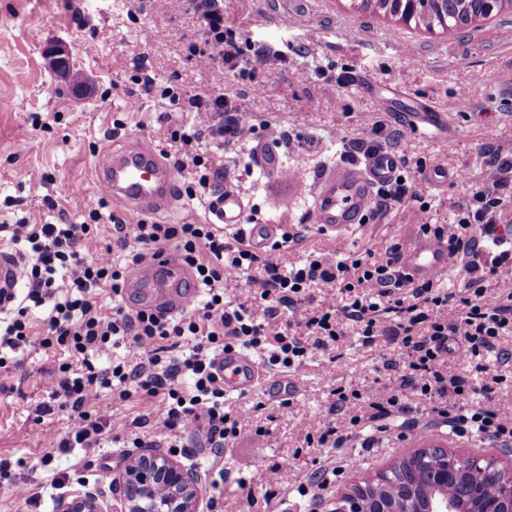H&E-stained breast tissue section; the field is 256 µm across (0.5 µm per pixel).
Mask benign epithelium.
Wrapping results in <instances>:
<instances>
[{"label": "benign epithelium", "instance_id": "7a95c632", "mask_svg": "<svg viewBox=\"0 0 512 512\" xmlns=\"http://www.w3.org/2000/svg\"><path fill=\"white\" fill-rule=\"evenodd\" d=\"M464 461L460 455L446 453L441 464L428 471V481L448 485L452 478L450 469ZM491 471L494 490L465 485L457 496L476 502L479 512H512V478L497 479L500 468L495 463ZM113 486L119 492L122 512H200L198 474L167 455L148 450L132 457L122 474L113 479ZM58 512H106V508L95 493L76 491L60 502ZM334 512H370V509L349 492L336 501Z\"/></svg>", "mask_w": 512, "mask_h": 512}]
</instances>
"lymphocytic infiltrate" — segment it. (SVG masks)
Wrapping results in <instances>:
<instances>
[{"mask_svg": "<svg viewBox=\"0 0 512 512\" xmlns=\"http://www.w3.org/2000/svg\"><path fill=\"white\" fill-rule=\"evenodd\" d=\"M204 45L200 64L212 77L209 94L181 97L164 90L172 102H184L193 120L190 128L176 127L171 139L180 146L178 172L192 171L185 187L189 197H211L224 181V149L249 137L251 127L235 114L237 105L218 93L224 74L237 70L248 76L264 72L268 53L245 51L240 35L224 24V0H191ZM213 150L196 153L201 139ZM486 176L471 198L458 205L454 223L420 224L423 236L444 242L448 253L464 259L462 292L441 291L438 280H412L400 269L401 246L391 247L385 259L364 258L331 262L318 255L300 266L282 268L260 260L244 237L235 245L212 224L151 223L130 219L108 207L105 197L93 198L84 219L73 224H31L27 220L5 225L9 240L21 258L23 291L0 301V368L21 367L32 345L63 351L66 362L53 366L48 400L40 411L53 414L68 408L77 425L64 436H49L61 452L100 447L114 420L101 400L112 394L122 400L139 394L156 404L155 426L170 441V450L184 452L180 434L193 430L212 447L224 448L242 428V416L224 408V381L213 369L224 352L246 348L265 354L270 365L291 368L309 348L335 349L344 335V321L360 328L365 345L392 337L398 356H386L384 369L400 374L396 385H386L365 401L363 414L325 423L319 444L341 447L350 429L361 421L374 422L377 432L389 431L388 419L402 414L400 431L415 429L409 419L410 401L428 402L433 412L456 432L475 431L503 446L512 445V411L489 405L504 375L489 374L474 388L465 367L498 349L502 336L512 334V293L494 295L486 284L512 272V238L500 231L499 221L512 208V153H487ZM111 225L113 243L101 247V225ZM174 250L194 274L200 288L197 303L175 318L124 304L127 268L144 251ZM261 275H252L255 265ZM245 278L263 311L232 306L224 301L225 281ZM324 294L342 295V307H316L305 318V335L287 329L271 331L268 323L276 307L293 306L310 286ZM112 294V310L104 312L103 292ZM42 309L41 329H34L33 309ZM399 321L389 325L385 313ZM189 348L173 351L180 340ZM121 358H113L117 346Z\"/></svg>", "mask_w": 512, "mask_h": 512, "instance_id": "lymphocytic-infiltrate-1", "label": "lymphocytic infiltrate"}]
</instances>
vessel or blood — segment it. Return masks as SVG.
I'll list each match as a JSON object with an SVG mask.
<instances>
[{
    "instance_id": "b4317fda",
    "label": "vessel or blood",
    "mask_w": 512,
    "mask_h": 512,
    "mask_svg": "<svg viewBox=\"0 0 512 512\" xmlns=\"http://www.w3.org/2000/svg\"><path fill=\"white\" fill-rule=\"evenodd\" d=\"M401 167L400 157L391 151L371 153L353 165H338L322 171L315 181L287 175L294 191L313 198L311 221L323 234L336 236L361 222L371 207L374 191L391 182ZM95 178L113 203L128 214L165 215L173 212L177 198L174 168L151 146L138 139L121 148L104 147L96 160ZM246 206L240 195L227 188L206 204L209 223L219 227L241 224ZM450 257L445 244L419 239L404 248L400 256L402 271L415 279L444 275ZM20 260L0 249V289L13 292L19 282ZM192 274L177 255L168 250L150 253L132 267L125 282L128 291L138 293L143 306L177 314L189 308L196 292L188 288ZM216 369L224 378L225 394H245L260 379L256 363L241 352L226 353Z\"/></svg>"
}]
</instances>
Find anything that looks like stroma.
Instances as JSON below:
<instances>
[{"instance_id":"obj_1","label":"stroma","mask_w":512,"mask_h":512,"mask_svg":"<svg viewBox=\"0 0 512 512\" xmlns=\"http://www.w3.org/2000/svg\"><path fill=\"white\" fill-rule=\"evenodd\" d=\"M161 24L157 40L145 31ZM224 23L257 46L274 52L250 91L247 77L224 76V92L237 96L239 117L254 131L224 151L225 184L246 204L249 224H275L281 232L301 233L302 241L261 258L284 266L303 264L323 253L330 260L381 259L394 245L418 239L422 222L450 224L458 204L468 199L486 175L485 152H512V98L491 99L498 71L512 60V43L502 41L512 27V0L482 21L454 28L425 29L389 14L362 10L361 0H224ZM196 18L171 0H0V224L27 219L32 224L83 220L87 201L98 194L92 178L95 149L121 146L126 139L148 142L166 161L176 147L160 113L188 124L189 113L171 108L159 92L203 91L210 78L190 45L198 43ZM63 44L71 66L83 77V93L48 61L49 47ZM150 75L156 92L144 94L138 79ZM122 121L114 131V121ZM400 129L393 148L406 162L419 199L390 210L371 208L364 223L330 238L310 221L312 200L288 184L256 172L254 149L274 142L284 168L315 176L326 167L362 159L356 141L375 139L378 127ZM451 145L448 180L429 177L443 145ZM49 174V182L38 179ZM391 343H361L358 328L347 323L334 353L312 352L289 373L296 385L290 408L263 388L226 400L227 408L248 419L230 451L217 453L194 434L184 435L189 454L182 465L224 470L213 512H310L309 494L332 504L355 485L372 479L393 462L434 444L485 461L505 454L498 442L451 432L428 404L412 402L418 426L405 439L370 436L369 424L353 428L340 448L308 445L311 421L328 414L334 388L370 395L388 381L382 356ZM52 368L41 346L29 348L25 368H0V459L24 460L18 481H32L37 504L28 503L9 483H0V512H57L59 492L52 481L65 477L68 491L111 496L112 480L137 450L131 434L156 440L154 406L132 396L111 400L114 427L102 447L61 453L45 436L70 431L69 411L42 416ZM288 464L289 485L269 486L266 472ZM339 468L335 481L316 490L319 465Z\"/></svg>"}]
</instances>
